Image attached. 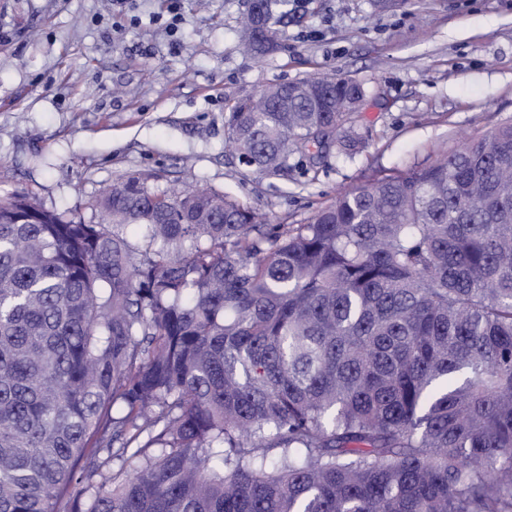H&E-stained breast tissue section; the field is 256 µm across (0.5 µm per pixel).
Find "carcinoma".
<instances>
[{
	"mask_svg": "<svg viewBox=\"0 0 512 512\" xmlns=\"http://www.w3.org/2000/svg\"><path fill=\"white\" fill-rule=\"evenodd\" d=\"M279 88L225 115L243 163L347 152L355 82ZM96 208L0 199V512H512L511 122L304 224L136 175Z\"/></svg>",
	"mask_w": 512,
	"mask_h": 512,
	"instance_id": "1",
	"label": "carcinoma"
}]
</instances>
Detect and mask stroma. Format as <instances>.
<instances>
[{"instance_id":"1","label":"stroma","mask_w":512,"mask_h":512,"mask_svg":"<svg viewBox=\"0 0 512 512\" xmlns=\"http://www.w3.org/2000/svg\"><path fill=\"white\" fill-rule=\"evenodd\" d=\"M245 0H0V198L98 217L103 185L192 175L268 215L307 222L337 193L512 121V0H293L263 58L239 37ZM360 82L361 144L317 174L254 173L224 146L234 99L311 76Z\"/></svg>"}]
</instances>
